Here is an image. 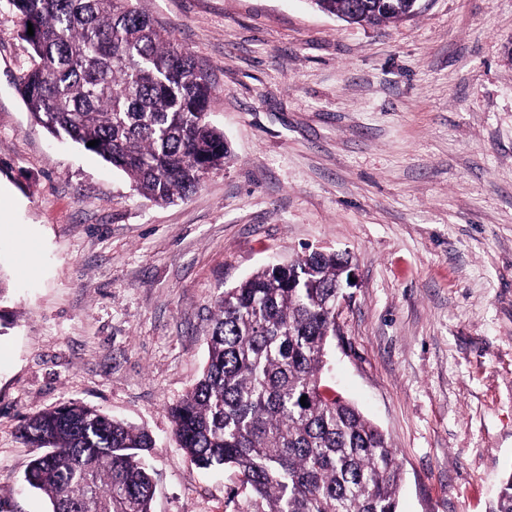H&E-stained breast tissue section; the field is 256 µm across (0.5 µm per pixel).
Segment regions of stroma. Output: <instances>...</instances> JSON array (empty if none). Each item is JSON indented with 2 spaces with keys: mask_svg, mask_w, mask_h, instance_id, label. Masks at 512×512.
<instances>
[{
  "mask_svg": "<svg viewBox=\"0 0 512 512\" xmlns=\"http://www.w3.org/2000/svg\"><path fill=\"white\" fill-rule=\"evenodd\" d=\"M144 6L208 72L231 152L169 204L34 121L0 0V512H51L18 426L69 403L152 433V512H244L168 409L220 294L307 248L352 258L327 386L396 448L398 512H488L512 468V0L381 26L308 0Z\"/></svg>",
  "mask_w": 512,
  "mask_h": 512,
  "instance_id": "obj_1",
  "label": "stroma"
}]
</instances>
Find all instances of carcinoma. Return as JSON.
<instances>
[{"label": "carcinoma", "mask_w": 512, "mask_h": 512, "mask_svg": "<svg viewBox=\"0 0 512 512\" xmlns=\"http://www.w3.org/2000/svg\"><path fill=\"white\" fill-rule=\"evenodd\" d=\"M141 2L9 0L37 58L21 86L34 118L122 171L144 198L167 203L195 191L229 152L210 119L207 72ZM309 2L360 25L400 21L419 7ZM92 140L98 145L87 146ZM350 263L307 249L225 290L203 373L170 408L189 461L232 471L248 492L244 512H397L395 449L355 405L325 389L336 290ZM19 433L38 449L29 486L52 512H151L147 430L69 404L26 418ZM488 512H512V469Z\"/></svg>", "instance_id": "cac0c4a2"}]
</instances>
